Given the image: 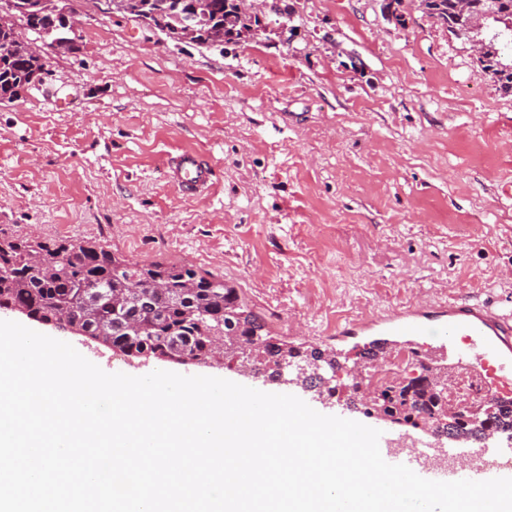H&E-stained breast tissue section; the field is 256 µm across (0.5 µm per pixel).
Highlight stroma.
<instances>
[{"instance_id": "stroma-1", "label": "stroma", "mask_w": 512, "mask_h": 512, "mask_svg": "<svg viewBox=\"0 0 512 512\" xmlns=\"http://www.w3.org/2000/svg\"><path fill=\"white\" fill-rule=\"evenodd\" d=\"M386 2L278 0L287 35L220 50L171 41L106 0H70L73 54L0 102V235L193 266L303 351L335 350L331 321L420 296L512 312V93L445 26ZM175 148L213 164L210 192L165 179ZM4 318L112 373L231 375L141 366Z\"/></svg>"}]
</instances>
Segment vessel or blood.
Listing matches in <instances>:
<instances>
[{"instance_id": "obj_1", "label": "vessel or blood", "mask_w": 512, "mask_h": 512, "mask_svg": "<svg viewBox=\"0 0 512 512\" xmlns=\"http://www.w3.org/2000/svg\"><path fill=\"white\" fill-rule=\"evenodd\" d=\"M166 169L168 178L188 195L213 184L211 165L192 150L169 155ZM336 340V362L356 379L404 348L422 361L433 353L452 361L482 394L512 397L511 314L466 302H420L385 317L339 327ZM379 449L386 462L406 465L428 480L512 477V441L493 430L479 440L433 431L410 441L403 433L386 430Z\"/></svg>"}]
</instances>
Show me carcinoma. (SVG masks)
Returning <instances> with one entry per match:
<instances>
[{
    "label": "carcinoma",
    "instance_id": "cac0c4a2",
    "mask_svg": "<svg viewBox=\"0 0 512 512\" xmlns=\"http://www.w3.org/2000/svg\"><path fill=\"white\" fill-rule=\"evenodd\" d=\"M21 24L38 35L60 25L57 17L38 6L40 0H7ZM197 0H138L140 11L131 16L148 22L172 40L179 38L181 22ZM196 42L212 44L211 33L224 25H244L239 0H204ZM425 13L453 32L457 27L455 0H427ZM497 55L489 66L506 61L512 52V28L501 27L495 40ZM37 62L17 42L10 26H0V101H13L27 87ZM166 287L156 288V278ZM20 309L37 322L66 315L89 335L111 344L122 355L151 353L169 361L203 360L214 353L213 338L227 334L241 346L258 337L262 326L224 280L198 273L186 265L139 264L115 256L95 240L47 243L35 237L0 236V307ZM294 356L283 343L265 341L253 360L259 369ZM418 374L393 380L376 390L367 409L394 408L404 419H415L438 431L448 428V401L428 384L433 366L420 364ZM512 431V406L495 405L489 422ZM474 419L457 433L478 437L487 429Z\"/></svg>",
    "mask_w": 512,
    "mask_h": 512
}]
</instances>
